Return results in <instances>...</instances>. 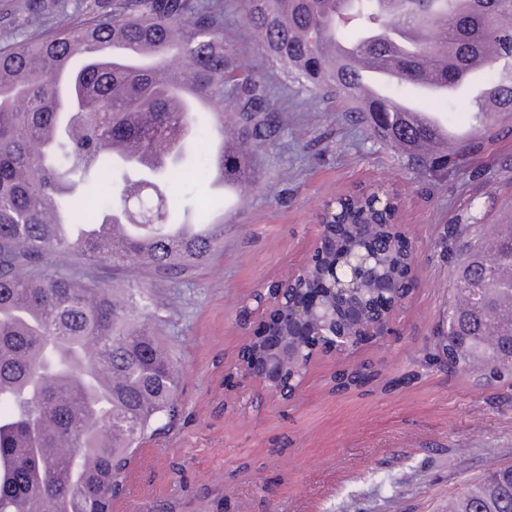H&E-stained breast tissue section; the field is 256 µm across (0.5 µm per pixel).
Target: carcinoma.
<instances>
[{
    "label": "carcinoma",
    "mask_w": 512,
    "mask_h": 512,
    "mask_svg": "<svg viewBox=\"0 0 512 512\" xmlns=\"http://www.w3.org/2000/svg\"><path fill=\"white\" fill-rule=\"evenodd\" d=\"M240 0L243 23L266 54L311 96H336L358 122L422 172L448 168L481 140L502 133L512 117V0ZM54 10L52 30L0 45V512H112L113 493L126 490L125 467L137 445L180 406V369L160 327L169 308L143 279L164 282L208 261L224 237L188 240L169 251L170 214L181 207L177 185L189 179L187 144L175 131L224 135V112H171L157 73L174 57L188 61L209 100L238 99L240 150L226 166L254 182V147L284 132L286 118L264 81L230 66L224 8L216 0H89L82 19L27 0L36 18ZM463 38L466 54L493 50L480 69L486 86L509 85L506 111L474 104L459 142L439 159L429 153L438 130L396 110L386 95L367 102L346 77L357 57L396 52L399 85L459 76L427 61L443 39ZM116 38L156 48L155 70L115 65L106 48ZM130 144L148 156L173 158L137 168L116 159ZM118 187V200L91 201L81 227L130 219L124 202L152 190L163 200L158 224H136L116 246L61 233L46 208H65L77 192ZM183 208V207H181ZM195 211L194 206L183 208ZM512 213L493 224L479 209L450 224L435 250L452 267L453 289L435 347L453 370L483 384L512 382ZM384 276H399L407 254L392 228L374 227ZM367 245L346 229L321 269L302 283L298 301L321 294V270L332 259ZM129 277L107 283L100 270ZM448 512H512V464L464 485Z\"/></svg>",
    "instance_id": "obj_1"
}]
</instances>
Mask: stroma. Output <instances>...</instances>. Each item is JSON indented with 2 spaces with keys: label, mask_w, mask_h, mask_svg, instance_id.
I'll return each mask as SVG.
<instances>
[{
  "label": "stroma",
  "mask_w": 512,
  "mask_h": 512,
  "mask_svg": "<svg viewBox=\"0 0 512 512\" xmlns=\"http://www.w3.org/2000/svg\"><path fill=\"white\" fill-rule=\"evenodd\" d=\"M232 59L263 77L288 117L285 134L251 156L257 178L239 201L204 178L183 185L208 220L223 219L224 247L191 274L156 284L169 304L164 334L181 368V415L146 438L126 494L112 512H448L464 484L512 464V385H476L435 362L451 288L433 247L470 206L512 203V170L493 188L477 166L512 157V134L483 140L444 176L404 159L348 120L345 106L298 92L221 0ZM23 0H0V43L37 34ZM373 184L399 195L413 245L415 290L393 317L395 336L359 355L376 376L332 392L343 359L315 363L297 399H256L231 370L244 341L240 312L308 253L317 216L334 196Z\"/></svg>",
  "instance_id": "obj_1"
}]
</instances>
